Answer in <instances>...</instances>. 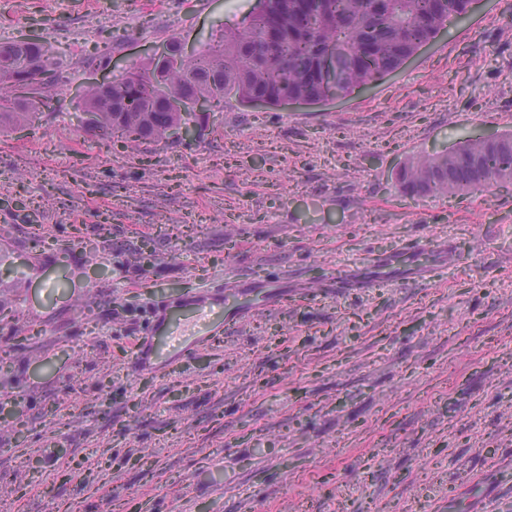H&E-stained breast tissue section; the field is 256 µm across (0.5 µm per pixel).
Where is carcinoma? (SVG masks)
<instances>
[{
	"mask_svg": "<svg viewBox=\"0 0 512 512\" xmlns=\"http://www.w3.org/2000/svg\"><path fill=\"white\" fill-rule=\"evenodd\" d=\"M250 22L224 33V44L185 60L176 41L160 63L130 70L89 90V130L130 149L164 138L167 128L234 100L251 107L305 104L348 96L393 73L448 21L467 12L469 0H258ZM336 44L334 78L316 70ZM51 56L39 43L0 44V130L31 121L49 105ZM512 181V131L498 139L464 141L456 150L417 158L396 172L409 198L488 191Z\"/></svg>",
	"mask_w": 512,
	"mask_h": 512,
	"instance_id": "obj_1",
	"label": "carcinoma"
}]
</instances>
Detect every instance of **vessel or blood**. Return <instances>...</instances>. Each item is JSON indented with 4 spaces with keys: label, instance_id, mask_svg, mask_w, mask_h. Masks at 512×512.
<instances>
[{
    "label": "vessel or blood",
    "instance_id": "obj_1",
    "mask_svg": "<svg viewBox=\"0 0 512 512\" xmlns=\"http://www.w3.org/2000/svg\"><path fill=\"white\" fill-rule=\"evenodd\" d=\"M288 297L287 287L265 278L162 297L153 303L137 343L135 369L140 374H165L214 337L249 319L256 306L279 308Z\"/></svg>",
    "mask_w": 512,
    "mask_h": 512
}]
</instances>
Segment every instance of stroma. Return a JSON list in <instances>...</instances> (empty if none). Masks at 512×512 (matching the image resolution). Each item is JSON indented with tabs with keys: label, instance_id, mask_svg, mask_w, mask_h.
Segmentation results:
<instances>
[{
	"label": "stroma",
	"instance_id": "1",
	"mask_svg": "<svg viewBox=\"0 0 512 512\" xmlns=\"http://www.w3.org/2000/svg\"><path fill=\"white\" fill-rule=\"evenodd\" d=\"M256 0H0L61 83L0 133V512H501L512 504V184L403 196L397 169L512 131V0L352 95L230 102L132 152L92 86ZM451 243L421 270L406 250ZM281 277L163 376L133 370L154 296Z\"/></svg>",
	"mask_w": 512,
	"mask_h": 512
}]
</instances>
